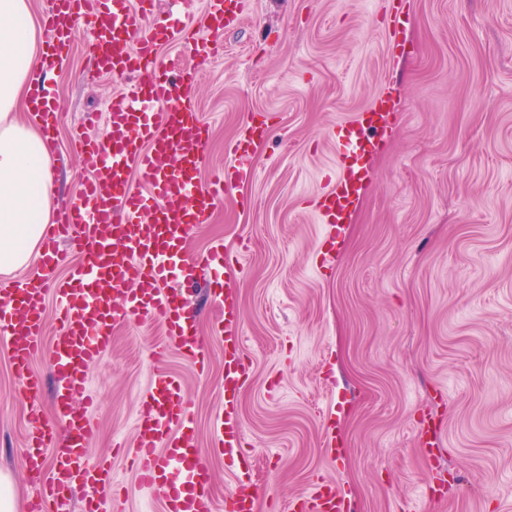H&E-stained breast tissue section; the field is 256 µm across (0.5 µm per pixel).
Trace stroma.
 Wrapping results in <instances>:
<instances>
[{
    "label": "stroma",
    "instance_id": "35a3bbf8",
    "mask_svg": "<svg viewBox=\"0 0 512 512\" xmlns=\"http://www.w3.org/2000/svg\"><path fill=\"white\" fill-rule=\"evenodd\" d=\"M215 38L222 50L201 67L193 95L212 126L207 167L225 164L244 122L269 130L242 159L252 179L230 188L187 240L197 255L223 243L238 261L194 286L208 376L175 349L158 366L182 381L217 512L235 487L214 433L224 336L212 292L226 287L238 295L250 365L239 416L257 512H285L321 479L341 485L358 512H512V0H404L396 15L388 0H250L241 24ZM91 67L78 46L50 74L62 107L54 210L96 174L72 149L75 128L106 113L123 85L108 75L87 82ZM380 92L390 124L327 268L317 269L314 200L336 174L335 126ZM162 339L148 323L118 327L89 368L86 460L112 464L108 512H162L129 450L158 367L148 349ZM32 366L45 381L34 401L0 349V473L15 512L37 491L22 466L28 410L55 419L48 354ZM329 410L334 459L321 426ZM424 415L440 430L430 467L415 433ZM434 473L447 479V498L428 499Z\"/></svg>",
    "mask_w": 512,
    "mask_h": 512
}]
</instances>
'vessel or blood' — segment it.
Listing matches in <instances>:
<instances>
[{
    "mask_svg": "<svg viewBox=\"0 0 512 512\" xmlns=\"http://www.w3.org/2000/svg\"><path fill=\"white\" fill-rule=\"evenodd\" d=\"M202 2L208 27L223 30L242 17L244 0ZM150 32H143L145 21ZM49 34L45 58L64 56L76 39H84L96 62L93 77L124 79L105 117L104 138L78 136L81 155L98 168V176L79 182L69 205L47 225L40 245L45 274L26 276L0 286V344L29 398H37L43 381L31 362L49 352L55 372L53 402L66 438L51 445L53 430L39 409H31L25 443V467L40 486L30 512H58L74 487L84 491L85 512H101L100 492L113 485L112 466L86 462L93 432L87 370L110 347L113 329L150 322L160 326L163 342L149 355L163 361L171 346L185 348L196 370L208 356L197 335L196 316L187 284L199 270L228 265L222 245L200 258L186 240L193 227L205 223L230 186L251 179L250 170L234 165L263 127L244 125L228 146L229 164L201 180L211 126L191 101L198 71L188 67L170 74L160 62V48L183 44L197 59L208 60L216 44L182 21L155 14V0H53L44 19ZM28 110L41 121L47 154H54V131L60 121L52 88L36 81ZM390 101L373 97L366 110L336 128L338 171L316 201L328 240H335L359 198L365 176L364 157L385 131ZM64 269V277L53 272ZM224 306V407L215 418L218 447L226 457L238 454L241 424L238 394L248 377L242 356L239 303L227 290L215 294ZM56 300L57 332L45 344V310ZM419 446L434 461L440 436L430 421L417 425ZM133 466L140 485L162 493L163 512H213L211 475L202 449L193 442L188 403L180 380L156 370L136 410ZM291 512H352L334 481L323 480L299 495Z\"/></svg>",
    "mask_w": 512,
    "mask_h": 512,
    "instance_id": "1",
    "label": "vessel or blood"
}]
</instances>
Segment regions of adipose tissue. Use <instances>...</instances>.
<instances>
[{
  "label": "adipose tissue",
  "mask_w": 512,
  "mask_h": 512,
  "mask_svg": "<svg viewBox=\"0 0 512 512\" xmlns=\"http://www.w3.org/2000/svg\"><path fill=\"white\" fill-rule=\"evenodd\" d=\"M40 61L29 0H0V273L30 267L51 220L52 172L39 128L17 110Z\"/></svg>",
  "instance_id": "adipose-tissue-1"
}]
</instances>
